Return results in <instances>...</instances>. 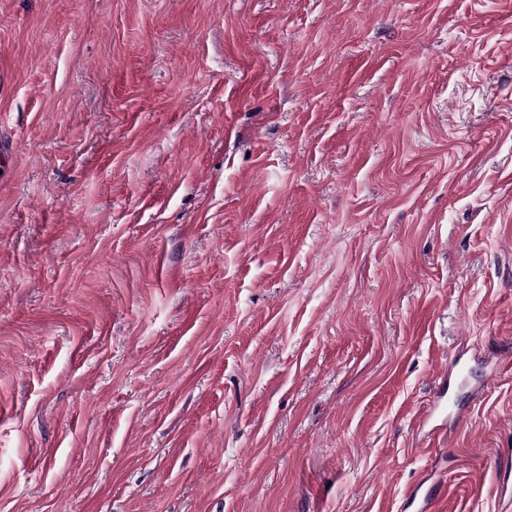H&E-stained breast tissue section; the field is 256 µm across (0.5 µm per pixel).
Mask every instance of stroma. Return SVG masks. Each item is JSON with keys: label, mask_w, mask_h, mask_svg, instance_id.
Returning a JSON list of instances; mask_svg holds the SVG:
<instances>
[{"label": "stroma", "mask_w": 512, "mask_h": 512, "mask_svg": "<svg viewBox=\"0 0 512 512\" xmlns=\"http://www.w3.org/2000/svg\"><path fill=\"white\" fill-rule=\"evenodd\" d=\"M0 148V512H512V0H0Z\"/></svg>", "instance_id": "obj_1"}]
</instances>
